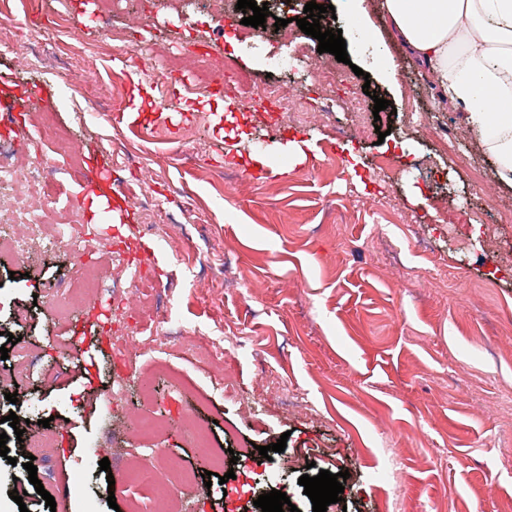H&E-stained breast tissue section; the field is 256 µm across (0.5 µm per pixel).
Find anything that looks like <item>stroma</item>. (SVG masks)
Returning <instances> with one entry per match:
<instances>
[{"label": "stroma", "instance_id": "35a3bbf8", "mask_svg": "<svg viewBox=\"0 0 512 512\" xmlns=\"http://www.w3.org/2000/svg\"><path fill=\"white\" fill-rule=\"evenodd\" d=\"M104 2L95 0L80 25L82 0H0V38L28 30L45 5L54 8L39 26L52 43L33 44L46 53L44 65L32 53L0 55V79L21 75L48 86L39 109L78 147L74 155L45 148L33 163L80 198L84 223L132 260L148 256L157 276L155 288L126 293L123 310L107 288L85 309H97L112 342L147 301L163 316L152 326L163 351L137 356L135 377L113 401V352L85 340L98 362L88 378L67 354L74 316L46 299L54 284L75 285L70 253L42 247L22 259L0 250V346L19 336L31 360L23 387L0 384V418L16 414L31 432L49 420L56 446L40 477L45 491L64 489L66 512H127L140 487L124 484L108 503L106 473L118 471L117 456L158 448L201 477L209 461L180 433L189 413L208 424L212 451L238 453L234 479L197 482V512H256L258 493L272 489L312 512L298 479L323 469L350 473L334 512H512V223L505 221L512 188L480 193L479 181L493 178L481 143L463 110L387 28L381 0H365L374 40L344 39L362 70L354 88L370 85L391 102L379 113L386 137L353 132L338 91L334 120L307 124L312 148L301 159L286 133L267 131L248 112H225L224 94L196 90L195 72L163 93L152 70L125 65L132 45L175 52L187 44L205 54L230 30L238 44L222 55L233 68L259 83L305 88L319 103L326 92L312 66L322 56L297 25L299 0H277L284 36L242 25L238 0H224L220 20L205 0H119L128 33L112 40ZM389 56L400 64L393 83L381 72ZM237 129L251 150L271 141L264 166L238 154ZM117 144L136 159L121 173L134 208L120 217L91 208L85 184L86 156L112 154ZM200 149L208 167L197 163ZM384 154L399 156L400 167L373 174ZM151 196L167 203L166 236L142 230L158 219L140 203ZM382 198L389 207H372ZM224 336L243 343L228 362L231 393L219 384V368L185 353L187 344ZM145 385L153 411L170 422L151 441L130 419ZM287 389L299 403L284 401ZM12 392L14 404L6 399ZM282 437L284 452L261 460L259 447Z\"/></svg>", "mask_w": 512, "mask_h": 512}]
</instances>
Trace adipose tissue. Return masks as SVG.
Here are the masks:
<instances>
[{
  "mask_svg": "<svg viewBox=\"0 0 512 512\" xmlns=\"http://www.w3.org/2000/svg\"><path fill=\"white\" fill-rule=\"evenodd\" d=\"M386 22L462 106L497 183L512 187V0H381Z\"/></svg>",
  "mask_w": 512,
  "mask_h": 512,
  "instance_id": "adipose-tissue-1",
  "label": "adipose tissue"
}]
</instances>
